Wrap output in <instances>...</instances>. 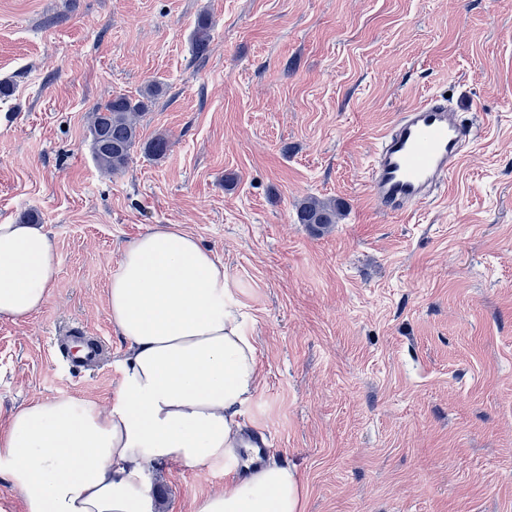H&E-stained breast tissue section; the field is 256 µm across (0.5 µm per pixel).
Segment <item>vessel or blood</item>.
Wrapping results in <instances>:
<instances>
[{
	"mask_svg": "<svg viewBox=\"0 0 512 512\" xmlns=\"http://www.w3.org/2000/svg\"><path fill=\"white\" fill-rule=\"evenodd\" d=\"M474 136L445 98L428 96L381 134L366 170L369 197L385 212L406 213L446 196ZM59 348L69 364L84 369L97 366L108 350L99 336H66Z\"/></svg>",
	"mask_w": 512,
	"mask_h": 512,
	"instance_id": "1",
	"label": "vessel or blood"
}]
</instances>
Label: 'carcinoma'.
Returning <instances> with one entry per match:
<instances>
[{"instance_id": "carcinoma-1", "label": "carcinoma", "mask_w": 512, "mask_h": 512, "mask_svg": "<svg viewBox=\"0 0 512 512\" xmlns=\"http://www.w3.org/2000/svg\"><path fill=\"white\" fill-rule=\"evenodd\" d=\"M212 24L208 16L199 17L192 33L196 56L205 55L211 42ZM145 103L126 95H115L97 104L90 116L89 137L92 153L99 168L106 173H119L129 164L131 152L139 141L140 119ZM169 140L158 134L146 144V151L155 158L164 156ZM339 207L336 201L307 197L296 208L297 222L321 232L336 223Z\"/></svg>"}]
</instances>
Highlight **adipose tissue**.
Here are the masks:
<instances>
[{
    "label": "adipose tissue",
    "mask_w": 512,
    "mask_h": 512,
    "mask_svg": "<svg viewBox=\"0 0 512 512\" xmlns=\"http://www.w3.org/2000/svg\"><path fill=\"white\" fill-rule=\"evenodd\" d=\"M58 271L42 227L0 224V317L37 312ZM233 288L223 261L179 225L124 245L107 298L127 343L116 400L36 401L0 430V472L25 512H158L154 466L219 462L228 483L194 512H303L294 469L237 466L259 364Z\"/></svg>",
    "instance_id": "1"
}]
</instances>
